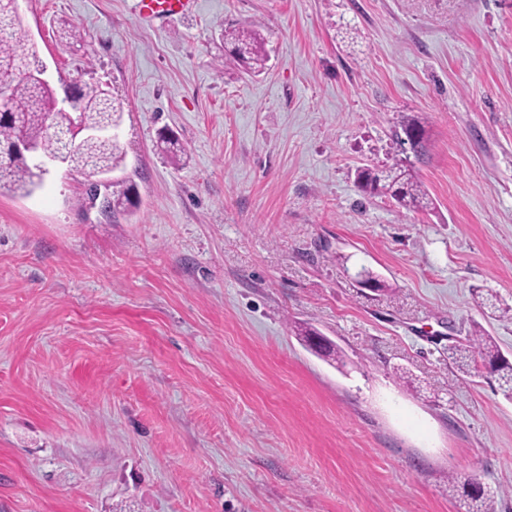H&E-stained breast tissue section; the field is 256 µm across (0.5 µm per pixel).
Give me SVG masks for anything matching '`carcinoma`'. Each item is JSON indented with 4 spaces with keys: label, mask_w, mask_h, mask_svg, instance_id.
I'll use <instances>...</instances> for the list:
<instances>
[{
    "label": "carcinoma",
    "mask_w": 512,
    "mask_h": 512,
    "mask_svg": "<svg viewBox=\"0 0 512 512\" xmlns=\"http://www.w3.org/2000/svg\"><path fill=\"white\" fill-rule=\"evenodd\" d=\"M224 43L231 45L232 55L245 71L263 70L267 61L265 39L255 27L226 29ZM24 40L22 29L14 18L11 0H0V75L11 80L9 97L0 104V142L13 140L23 133L41 145L50 156L64 157L73 169L121 168L124 155L119 140H75L71 136V118L57 104L52 87L35 83L23 77V72L37 64L35 58L20 49ZM77 109L88 124L107 123L122 119L115 101L95 85L78 89L75 96ZM404 138L399 140L404 158L391 166L377 170L361 168L356 181L362 191L369 194H388L401 207L423 209L429 205L428 194L415 180L409 169V154L419 157L424 150L425 130L415 117L400 121ZM44 173L31 163L11 158L0 159V193L28 197L38 190ZM108 211H130L133 206L132 186L124 179H115L105 187ZM470 348L492 365L499 385L508 398H512V363L482 335L469 339Z\"/></svg>",
    "instance_id": "obj_1"
}]
</instances>
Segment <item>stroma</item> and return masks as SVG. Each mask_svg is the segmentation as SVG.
<instances>
[{
    "instance_id": "stroma-1",
    "label": "stroma",
    "mask_w": 512,
    "mask_h": 512,
    "mask_svg": "<svg viewBox=\"0 0 512 512\" xmlns=\"http://www.w3.org/2000/svg\"><path fill=\"white\" fill-rule=\"evenodd\" d=\"M252 25L258 75L220 37ZM20 27L120 102L137 206L65 168L0 195V512H464L452 476L512 512V400L455 361L479 330L512 360L481 303L512 307V0H22ZM406 113L424 212L355 182ZM134 2L135 11L140 17L166 19L190 13L196 0H134Z\"/></svg>"
}]
</instances>
